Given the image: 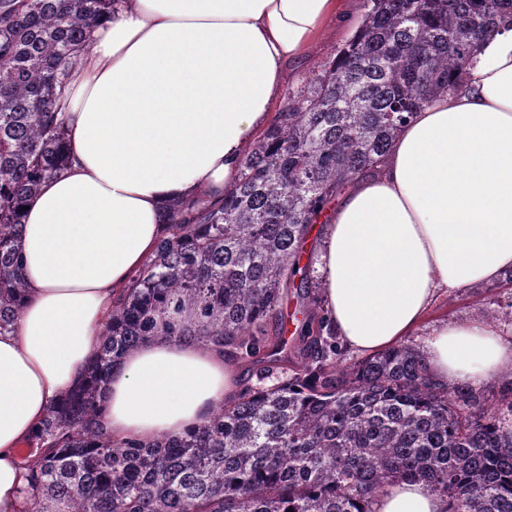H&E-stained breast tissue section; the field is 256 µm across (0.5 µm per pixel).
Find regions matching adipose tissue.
<instances>
[{
	"instance_id": "adipose-tissue-1",
	"label": "adipose tissue",
	"mask_w": 512,
	"mask_h": 512,
	"mask_svg": "<svg viewBox=\"0 0 512 512\" xmlns=\"http://www.w3.org/2000/svg\"><path fill=\"white\" fill-rule=\"evenodd\" d=\"M344 0H115L66 89L67 162L29 200L28 284L0 333V512H19L21 450L93 358L119 294L158 242L173 200L218 201L272 120L290 64ZM327 329L355 352L391 347L439 295L512 271V27L481 45L467 83L398 132L377 171L336 199L319 248ZM445 386L512 371V341L442 321L424 343ZM240 373L204 342L156 338L109 381L101 422L149 442L234 399ZM376 512H447L424 482H391Z\"/></svg>"
}]
</instances>
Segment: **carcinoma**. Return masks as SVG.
Here are the masks:
<instances>
[{
    "label": "carcinoma",
    "instance_id": "1",
    "mask_svg": "<svg viewBox=\"0 0 512 512\" xmlns=\"http://www.w3.org/2000/svg\"><path fill=\"white\" fill-rule=\"evenodd\" d=\"M113 0H0V330L27 285L22 209L65 163L59 99L112 20ZM354 36L293 94L216 204L170 203L169 236L135 274L78 386L45 414L24 458L23 508L66 512H375L395 479H418L448 512H512V422L468 385L443 386L401 344L339 359L316 282L300 274L312 225L374 171L395 133L464 81L512 0H370ZM297 336L270 335L288 289ZM156 337L200 339L231 362L290 350L183 435L116 441L101 424L112 371ZM272 384H267V380Z\"/></svg>",
    "mask_w": 512,
    "mask_h": 512
}]
</instances>
